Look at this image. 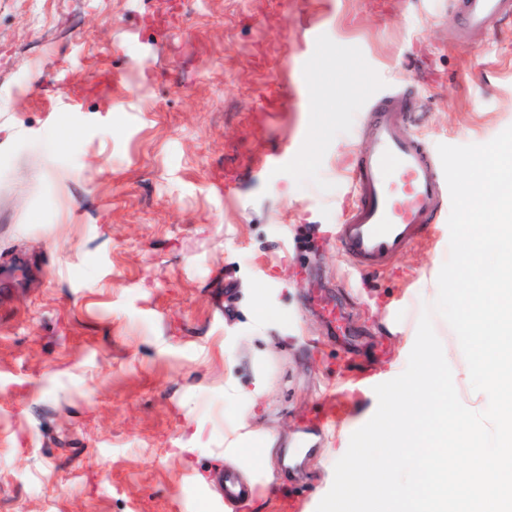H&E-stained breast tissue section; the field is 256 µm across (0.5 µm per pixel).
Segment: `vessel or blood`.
<instances>
[{
	"label": "vessel or blood",
	"mask_w": 512,
	"mask_h": 512,
	"mask_svg": "<svg viewBox=\"0 0 512 512\" xmlns=\"http://www.w3.org/2000/svg\"><path fill=\"white\" fill-rule=\"evenodd\" d=\"M448 6L457 11L464 35L512 19V0H448ZM414 109L411 98L396 90L371 107L361 126L368 148L353 172L355 202L336 227V242L354 270L385 269L443 213L444 172L403 121ZM218 492L235 504L255 490L229 476L220 479Z\"/></svg>",
	"instance_id": "vessel-or-blood-1"
}]
</instances>
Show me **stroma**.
Here are the masks:
<instances>
[{
    "label": "stroma",
    "mask_w": 512,
    "mask_h": 512,
    "mask_svg": "<svg viewBox=\"0 0 512 512\" xmlns=\"http://www.w3.org/2000/svg\"><path fill=\"white\" fill-rule=\"evenodd\" d=\"M397 86L430 148L491 141L512 22L466 38L438 0H0V512H316L449 254L444 221L380 272L334 241L358 127ZM223 468L258 493L225 505Z\"/></svg>",
    "instance_id": "stroma-1"
}]
</instances>
